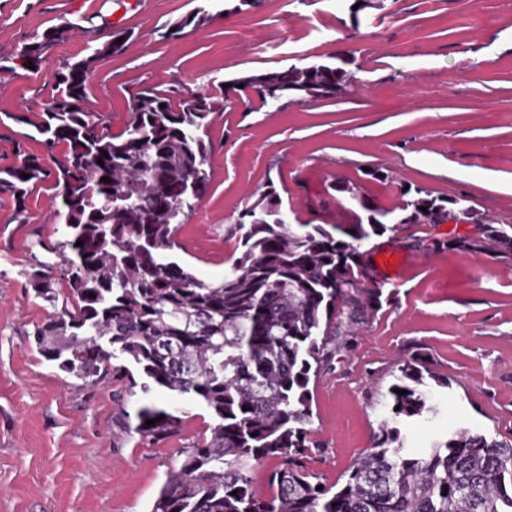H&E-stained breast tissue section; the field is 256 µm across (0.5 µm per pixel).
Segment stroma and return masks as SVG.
<instances>
[{
  "mask_svg": "<svg viewBox=\"0 0 512 512\" xmlns=\"http://www.w3.org/2000/svg\"><path fill=\"white\" fill-rule=\"evenodd\" d=\"M0 0V57L31 35L70 21L75 36L56 45L39 73L0 70V118L41 110L64 60L92 55L103 21L133 29L123 53L97 59L88 108L120 131L134 95L147 85L205 92L246 75L348 58L336 98L280 107L235 102L208 130L213 179L204 202L176 237L172 255L198 278L218 283L235 249V219L251 194L274 184L309 220L340 174L382 206L400 187L465 195L512 222V0ZM204 9L205 24L174 41L159 30ZM392 174L366 181L363 168ZM50 191L28 200V221L0 196V512H149L181 451L209 435L199 401L156 389L129 392L124 376L88 386L45 361L33 329L52 312L25 276L61 239ZM380 268L396 293L352 336L330 371L312 384L308 467L343 485L350 463L371 447L379 417L375 389L397 362L419 351L447 377L440 414L407 433L412 450L448 430L481 429L512 443V267L484 255L427 257L379 238ZM184 411L159 442L123 429L120 409L145 402Z\"/></svg>",
  "mask_w": 512,
  "mask_h": 512,
  "instance_id": "stroma-1",
  "label": "stroma"
}]
</instances>
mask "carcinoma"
I'll return each instance as SVG.
<instances>
[{"label":"carcinoma","instance_id":"carcinoma-1","mask_svg":"<svg viewBox=\"0 0 512 512\" xmlns=\"http://www.w3.org/2000/svg\"><path fill=\"white\" fill-rule=\"evenodd\" d=\"M203 21L200 11L189 13L168 37ZM76 29L71 22L45 29L1 57L0 70L27 72L31 64L38 73L48 51ZM130 36L115 24L112 46L96 52L119 55ZM91 64L90 57L63 62L42 111L8 116L64 151L51 168L15 141L17 161L0 168V195L13 199L20 216L34 190L50 181L53 217L64 225L50 247L57 261H39L28 272L37 295L56 309L34 328L41 356L95 385L112 377L110 359L119 352L145 377L132 385L190 395L211 413L210 437L183 450L151 512H512V444L461 429L421 453L406 448V429L438 415L449 388L419 353L399 361V375L373 401L378 433L345 483L335 490L307 468L317 447L308 428L311 379L331 370L349 337L394 299L364 245L386 235L425 254L455 250L511 267L512 224L477 212L472 230L454 224L442 231L459 196L417 186L400 190L386 208L338 175L328 188L354 198L351 208L336 200L348 223L288 224L270 185L237 215L241 254L229 258L222 282L207 283L167 251L210 190L205 136L224 108V92L178 97L173 89L146 88L114 133L86 107ZM347 64L343 58L244 76L229 89L251 97L253 86L264 84L279 102H309L317 89L331 99L346 86ZM394 216L403 222L390 223ZM123 417L153 441L183 423L152 403ZM271 459L279 464L262 495L253 471Z\"/></svg>","mask_w":512,"mask_h":512}]
</instances>
